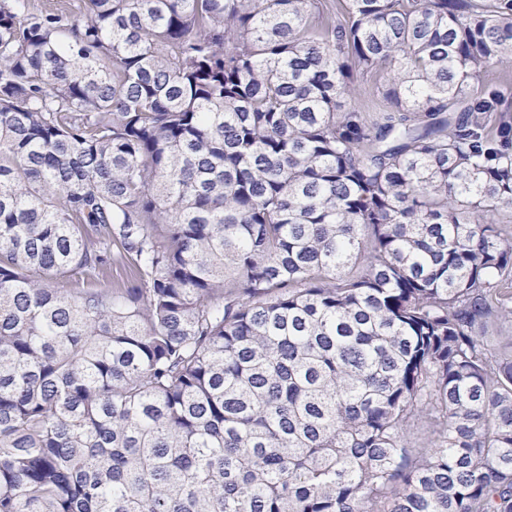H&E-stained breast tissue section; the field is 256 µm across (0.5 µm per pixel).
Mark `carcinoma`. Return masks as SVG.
I'll return each instance as SVG.
<instances>
[{"label":"carcinoma","mask_w":512,"mask_h":512,"mask_svg":"<svg viewBox=\"0 0 512 512\" xmlns=\"http://www.w3.org/2000/svg\"><path fill=\"white\" fill-rule=\"evenodd\" d=\"M505 63L512 0H0V512H512Z\"/></svg>","instance_id":"1"}]
</instances>
